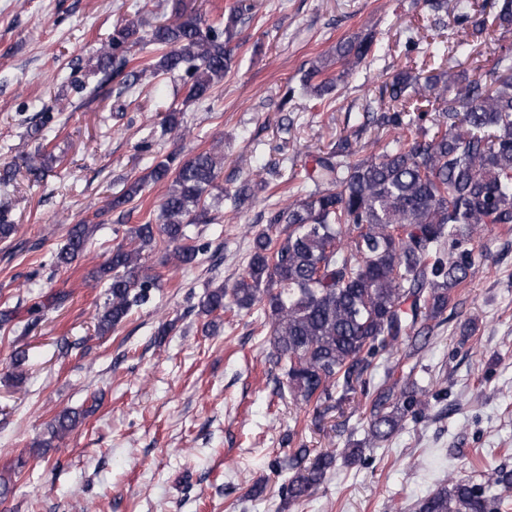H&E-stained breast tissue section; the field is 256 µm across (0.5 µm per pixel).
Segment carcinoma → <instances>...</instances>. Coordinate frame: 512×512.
Segmentation results:
<instances>
[{"label":"carcinoma","mask_w":512,"mask_h":512,"mask_svg":"<svg viewBox=\"0 0 512 512\" xmlns=\"http://www.w3.org/2000/svg\"><path fill=\"white\" fill-rule=\"evenodd\" d=\"M435 12L453 11L456 23L488 14L503 28L512 27V0H426ZM240 0L226 23H209L183 0L173 19L150 29L141 12L117 23L109 43L89 67L95 75L112 71L117 97L143 76L184 73L183 104L211 96L229 71L233 49L224 34L252 12ZM373 36L339 41L334 63L352 73L368 59ZM151 46L155 60L130 72L131 50ZM470 56L472 48L453 34L439 33L428 43V57L448 59V52ZM328 64L312 65L306 92L321 100L334 79L315 78ZM469 78L448 68L436 75L401 69L382 82L378 110L364 108L362 126L375 124L392 132L368 154L345 138L315 156L288 203L270 212L268 227L253 234L247 269L230 288L209 287L200 313L212 316L230 309H257L270 327V362L283 366L288 392L308 406H336L359 392L369 405L370 443L383 442L406 422L420 420L428 409V389L412 380V371L392 383H376L380 357L397 348V366L408 367L448 321L451 294L475 274V245L492 228H512V50L502 49L490 67H476ZM220 162L209 152L191 157L176 153L158 161L146 176L127 184L106 207L118 212L148 182L170 187L158 213L126 231L125 241L89 273L105 282L103 310L95 333L105 336L124 323L135 307L148 303L160 276L143 272V252L161 237L169 247L166 261L178 267L196 264L203 248L188 245L189 227L211 221V204L220 195ZM279 235L271 236L272 228ZM97 228L73 224L51 264L64 267L81 257ZM18 232L8 210H0V241ZM86 415L64 409L48 424L50 448ZM335 462L328 453L311 455L299 444L293 452L295 474L281 486L287 503L310 497ZM512 469L497 467L450 477L420 498L415 512H509Z\"/></svg>","instance_id":"1"}]
</instances>
